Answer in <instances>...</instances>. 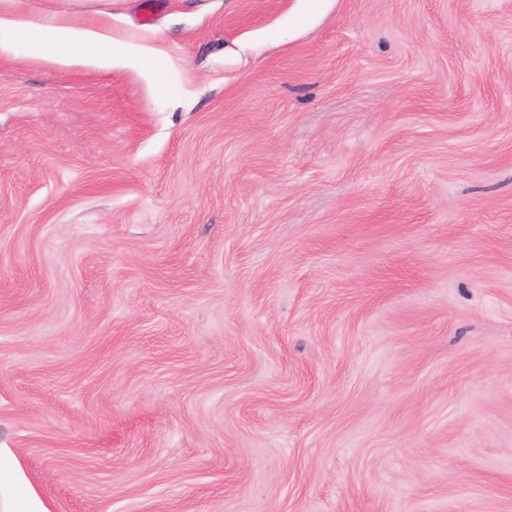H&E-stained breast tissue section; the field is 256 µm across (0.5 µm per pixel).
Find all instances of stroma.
I'll list each match as a JSON object with an SVG mask.
<instances>
[{"label": "stroma", "instance_id": "1", "mask_svg": "<svg viewBox=\"0 0 512 512\" xmlns=\"http://www.w3.org/2000/svg\"><path fill=\"white\" fill-rule=\"evenodd\" d=\"M21 8L0 512H512V0ZM44 39L51 45L47 60L58 66L112 70L114 62L127 61L135 53L126 42L112 37L107 19L78 24L61 18L52 27H46L34 16L0 15V53H14L20 46Z\"/></svg>", "mask_w": 512, "mask_h": 512}]
</instances>
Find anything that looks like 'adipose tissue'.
I'll list each match as a JSON object with an SVG mask.
<instances>
[{"label":"adipose tissue","instance_id":"obj_1","mask_svg":"<svg viewBox=\"0 0 512 512\" xmlns=\"http://www.w3.org/2000/svg\"><path fill=\"white\" fill-rule=\"evenodd\" d=\"M42 40L51 45L48 61L58 66L108 70L114 63L129 60L134 54L130 45L113 38L112 27L105 19L79 24L62 18L48 27L33 16L0 15V53L10 54L20 46Z\"/></svg>","mask_w":512,"mask_h":512}]
</instances>
